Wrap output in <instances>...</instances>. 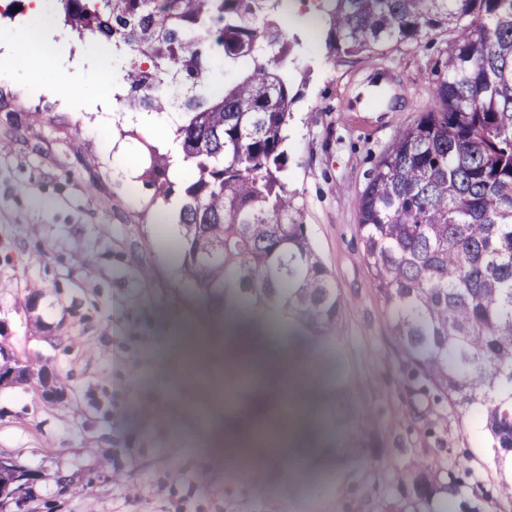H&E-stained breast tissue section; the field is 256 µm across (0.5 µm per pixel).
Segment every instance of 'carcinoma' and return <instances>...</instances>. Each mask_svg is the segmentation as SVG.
I'll list each match as a JSON object with an SVG mask.
<instances>
[{
  "label": "carcinoma",
  "mask_w": 512,
  "mask_h": 512,
  "mask_svg": "<svg viewBox=\"0 0 512 512\" xmlns=\"http://www.w3.org/2000/svg\"><path fill=\"white\" fill-rule=\"evenodd\" d=\"M78 35L112 38L128 107L182 111L175 140L188 165L176 262L193 293L221 307L255 349L303 346L336 400V450L376 445L332 335L343 302L303 225L283 172L295 102L282 0H57ZM326 46L379 52L448 33L435 107L401 129L359 201L365 260L403 361L454 413L474 414L512 503V0H329ZM241 68L218 84L214 59ZM156 195L172 194L173 158L148 147ZM15 382L49 372L0 363ZM261 419L284 404L254 400ZM401 512H449L469 486L439 484L413 461Z\"/></svg>",
  "instance_id": "1"
}]
</instances>
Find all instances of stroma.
Here are the masks:
<instances>
[{"label": "stroma", "mask_w": 512, "mask_h": 512, "mask_svg": "<svg viewBox=\"0 0 512 512\" xmlns=\"http://www.w3.org/2000/svg\"><path fill=\"white\" fill-rule=\"evenodd\" d=\"M44 2L0 16V347L59 378L48 393L0 387V455L31 475L23 512H398L412 459L471 482V501L497 500L501 474L485 435L404 365L359 229L369 172L434 104L447 36L337 55L325 28L307 27L321 0H283L276 14L301 43L288 190L343 301L336 334L380 447L344 471L326 447L304 460L243 453L234 464L224 425L242 421L244 406L204 393L225 373L230 337L173 262L185 173H171L174 192L158 204L153 186L128 177L148 146L179 155L175 125L156 114L147 134L103 118L102 102L124 106L112 91L118 73L97 64L55 0ZM31 21L46 25L56 53L35 72L18 63ZM34 111L44 121L32 122ZM105 139L115 150L103 151ZM190 335L210 349L200 377L177 348Z\"/></svg>", "instance_id": "35a3bbf8"}]
</instances>
